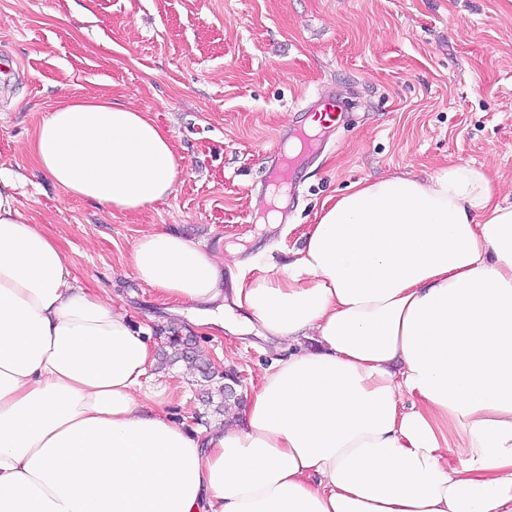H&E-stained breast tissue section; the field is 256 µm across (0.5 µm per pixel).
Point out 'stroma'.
Segmentation results:
<instances>
[{
    "mask_svg": "<svg viewBox=\"0 0 512 512\" xmlns=\"http://www.w3.org/2000/svg\"><path fill=\"white\" fill-rule=\"evenodd\" d=\"M106 94L148 112L184 172L141 213L66 198L38 171L35 129L64 97ZM338 113L291 178L279 224L262 223L275 152L333 98ZM485 166L512 201V0H0V171L21 213L59 240L87 288H104L166 346L175 317L136 278L134 241L156 226L214 253L225 277L292 263L307 225L359 182ZM212 363L256 388L278 348L256 333L199 336ZM177 417L220 423L184 363L154 372Z\"/></svg>",
    "mask_w": 512,
    "mask_h": 512,
    "instance_id": "35a3bbf8",
    "label": "stroma"
}]
</instances>
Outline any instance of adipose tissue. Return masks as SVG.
<instances>
[{"mask_svg": "<svg viewBox=\"0 0 512 512\" xmlns=\"http://www.w3.org/2000/svg\"><path fill=\"white\" fill-rule=\"evenodd\" d=\"M52 185L108 211L167 200L183 167L146 112L70 96L30 145ZM0 175V512H512V202L482 166L356 184L298 258L232 290L285 350L242 421L197 431L148 389L145 328L79 284ZM131 261L225 330L224 262L163 228ZM463 436L461 466L448 437Z\"/></svg>", "mask_w": 512, "mask_h": 512, "instance_id": "obj_1", "label": "adipose tissue"}]
</instances>
